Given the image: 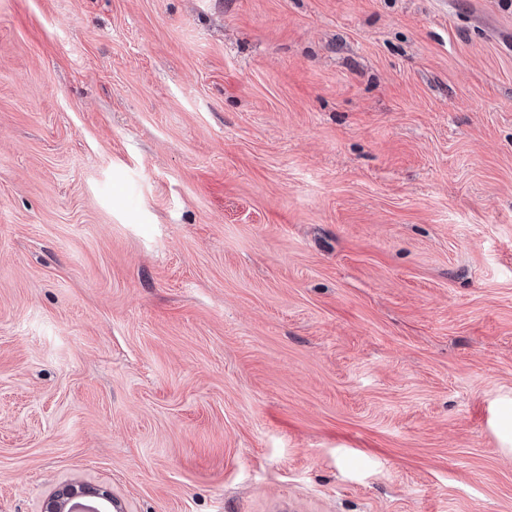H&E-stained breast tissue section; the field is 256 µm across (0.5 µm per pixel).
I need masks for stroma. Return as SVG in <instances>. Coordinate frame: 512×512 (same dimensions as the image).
Masks as SVG:
<instances>
[{
    "label": "stroma",
    "mask_w": 512,
    "mask_h": 512,
    "mask_svg": "<svg viewBox=\"0 0 512 512\" xmlns=\"http://www.w3.org/2000/svg\"><path fill=\"white\" fill-rule=\"evenodd\" d=\"M512 7L0 0V512H512ZM494 428L499 442L498 450L503 453H512V398L510 396L498 401ZM82 489L85 492L91 493H100L102 494L99 497V501H79L77 502L75 509L71 511H94V512H104L110 511L109 502H112V496L106 491L102 489H94L85 486H77V485H64L57 489L47 500L44 501L42 512H61L65 511L60 508L62 502L69 498L72 492L75 490Z\"/></svg>",
    "instance_id": "1"
}]
</instances>
